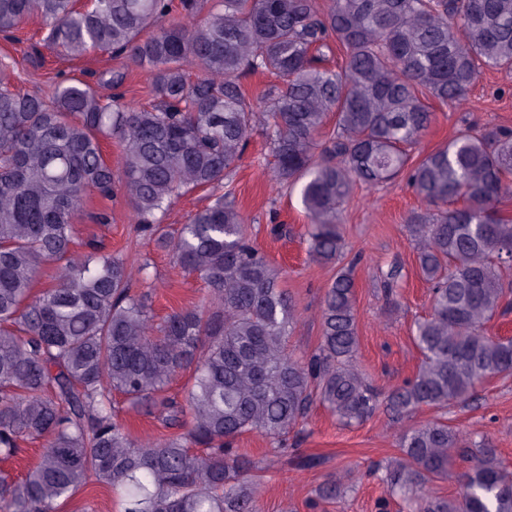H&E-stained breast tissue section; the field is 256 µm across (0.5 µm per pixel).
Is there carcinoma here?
Masks as SVG:
<instances>
[{"mask_svg":"<svg viewBox=\"0 0 512 512\" xmlns=\"http://www.w3.org/2000/svg\"><path fill=\"white\" fill-rule=\"evenodd\" d=\"M201 11V0H0L6 36L36 16L52 52L126 58L96 87L69 77L21 92L0 74V460L46 439L23 477H0V512H59L92 482L118 494L119 512H258L259 466L232 447L238 436L256 431L281 450L316 400L345 427L381 408L401 423L512 375V339L484 333L508 309L512 221L497 205L512 192V132L466 127L419 163L410 157L432 122L430 100L461 106L482 68L512 70V0H220ZM335 46L345 57L333 69ZM137 69L150 72L153 100L132 108L119 89ZM257 72L282 87L252 98L245 80ZM331 113L336 130L323 139ZM259 136L275 183L299 187L314 261L343 255L339 214L357 183L404 173L428 207L408 224L431 288V313L413 330L421 362L383 397L356 365L348 270L326 292L317 352L288 351L293 301L224 191ZM112 138L132 223L206 287L202 304L161 324L137 290L148 265L134 273L92 243L71 250L89 195L114 188L102 151ZM199 188L211 203L169 231L172 201ZM47 265L56 284L37 291ZM187 370L192 384L169 394ZM117 394L175 433L133 438ZM399 448L368 474L404 512H512V470L486 438L440 417L406 429ZM460 463V494H430ZM346 490L330 477L317 496Z\"/></svg>","mask_w":512,"mask_h":512,"instance_id":"cac0c4a2","label":"carcinoma"}]
</instances>
